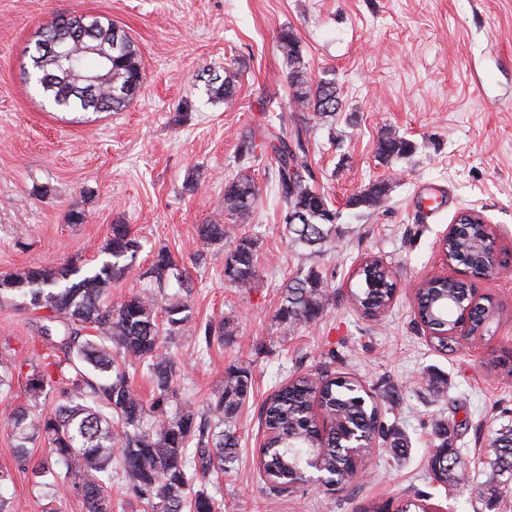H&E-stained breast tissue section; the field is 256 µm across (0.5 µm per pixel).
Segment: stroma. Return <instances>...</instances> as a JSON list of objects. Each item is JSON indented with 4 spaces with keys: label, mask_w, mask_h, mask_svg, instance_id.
<instances>
[{
    "label": "stroma",
    "mask_w": 512,
    "mask_h": 512,
    "mask_svg": "<svg viewBox=\"0 0 512 512\" xmlns=\"http://www.w3.org/2000/svg\"><path fill=\"white\" fill-rule=\"evenodd\" d=\"M61 14L110 19L135 41L144 81L128 107L58 112L28 82L35 33ZM284 29L311 79L335 81L340 93L334 125L309 124L313 185L337 214L335 247L313 259L289 246L274 163L257 153L250 173L262 203L244 227L257 275L237 288L224 279L223 246L195 263L197 227L222 214L241 138L291 118ZM209 67L240 71L232 101L207 93L200 74ZM388 129L413 143L409 157L378 158ZM376 181L390 184L387 202L356 214L350 197ZM73 210L82 223H70ZM464 211L480 213L512 254V0H0V274L93 265L117 223L142 241L140 268L155 249H170L192 284L191 317L171 345L178 398L202 410L228 367L252 374L238 458L206 479L220 512H365L423 496L437 512H512V488L489 494L484 474L495 431L512 424V266L478 283L497 304L482 339L444 352L414 320V291L446 274L440 241ZM367 258L383 261L398 288L378 316L348 297ZM313 265L328 305L318 320L283 328L281 292ZM223 319L229 336L204 342L205 324ZM52 352L19 300L1 299L0 360L13 377L0 391V469L12 475L0 496L20 512H85L69 489L51 500L33 492L15 464L9 416ZM324 370L359 380L410 452L398 459L378 445L350 493L316 484L270 491L258 470L260 408L287 376ZM439 421L465 456L467 488L426 468Z\"/></svg>",
    "instance_id": "35a3bbf8"
}]
</instances>
